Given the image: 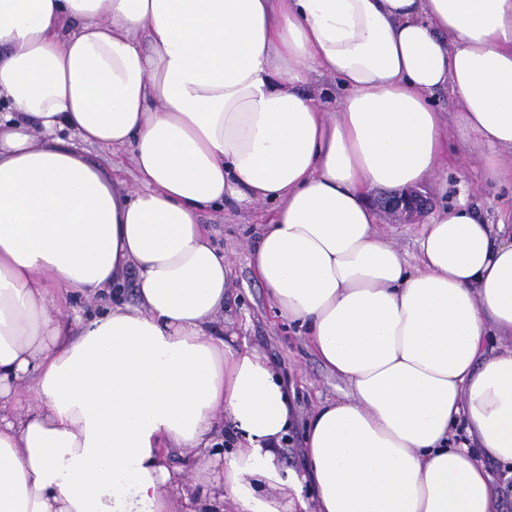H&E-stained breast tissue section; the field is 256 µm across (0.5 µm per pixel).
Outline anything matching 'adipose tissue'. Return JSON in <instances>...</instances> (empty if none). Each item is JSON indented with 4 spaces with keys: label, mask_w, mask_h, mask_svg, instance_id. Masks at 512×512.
<instances>
[{
    "label": "adipose tissue",
    "mask_w": 512,
    "mask_h": 512,
    "mask_svg": "<svg viewBox=\"0 0 512 512\" xmlns=\"http://www.w3.org/2000/svg\"><path fill=\"white\" fill-rule=\"evenodd\" d=\"M444 89L484 179H512V0H0V512H292L308 485L316 512H498L512 347L484 348L512 337V234L462 199L411 265L368 201L440 179ZM67 132L131 146L137 187ZM228 198L272 204L251 266L349 387L301 473L286 386L223 338L199 216ZM223 430L222 489L172 466ZM310 90L329 109H333L335 106V95L337 102L342 94L335 80L325 76H315L311 83Z\"/></svg>",
    "instance_id": "1"
}]
</instances>
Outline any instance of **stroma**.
<instances>
[{
    "label": "stroma",
    "instance_id": "1",
    "mask_svg": "<svg viewBox=\"0 0 512 512\" xmlns=\"http://www.w3.org/2000/svg\"><path fill=\"white\" fill-rule=\"evenodd\" d=\"M448 156L451 163L442 182L420 186L419 192L427 205L415 219L406 221L387 210L380 213L381 231L399 247L408 262L416 260V237L421 224L458 199H466L491 221L512 209V184L483 180L477 153L465 151L464 140L455 126L448 133ZM462 166L470 171V178L464 183L456 175ZM266 211V206L231 199L223 209L204 213L201 221L207 225L213 245L224 252L231 265V295L224 309L225 335L272 359L288 388L294 427L283 454V465L299 470L304 466L307 418L321 401L342 397L348 387L320 363L302 329L278 315L265 287L253 275L249 251Z\"/></svg>",
    "mask_w": 512,
    "mask_h": 512
}]
</instances>
